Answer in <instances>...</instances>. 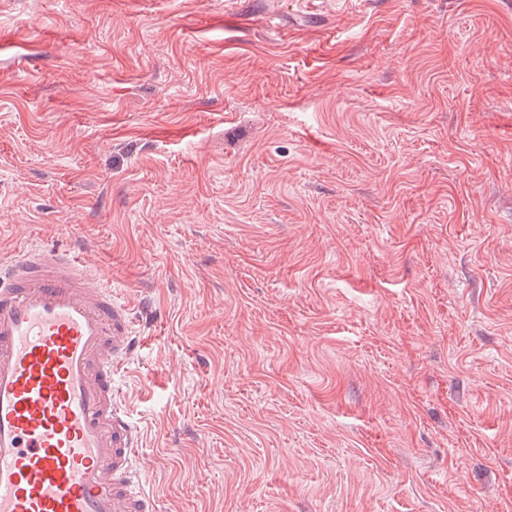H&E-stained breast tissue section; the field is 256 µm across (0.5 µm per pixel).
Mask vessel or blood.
Instances as JSON below:
<instances>
[{
    "label": "vessel or blood",
    "instance_id": "obj_1",
    "mask_svg": "<svg viewBox=\"0 0 512 512\" xmlns=\"http://www.w3.org/2000/svg\"><path fill=\"white\" fill-rule=\"evenodd\" d=\"M133 321L70 247L0 257V512H161L114 386Z\"/></svg>",
    "mask_w": 512,
    "mask_h": 512
}]
</instances>
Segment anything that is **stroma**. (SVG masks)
<instances>
[{
    "instance_id": "stroma-1",
    "label": "stroma",
    "mask_w": 512,
    "mask_h": 512,
    "mask_svg": "<svg viewBox=\"0 0 512 512\" xmlns=\"http://www.w3.org/2000/svg\"><path fill=\"white\" fill-rule=\"evenodd\" d=\"M82 248L164 512H512V0H0V255Z\"/></svg>"
}]
</instances>
